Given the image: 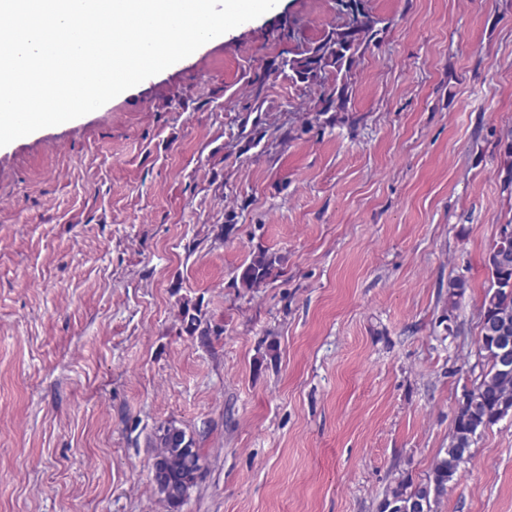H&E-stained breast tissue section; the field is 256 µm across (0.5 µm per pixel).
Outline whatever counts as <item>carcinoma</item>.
I'll return each instance as SVG.
<instances>
[{"label":"carcinoma","mask_w":512,"mask_h":512,"mask_svg":"<svg viewBox=\"0 0 512 512\" xmlns=\"http://www.w3.org/2000/svg\"><path fill=\"white\" fill-rule=\"evenodd\" d=\"M346 22L329 31L323 39L293 52L281 65L293 72L301 83L318 87V97L312 111H347L352 87L353 69L378 34L377 26L384 20L364 9L361 0H346L342 4ZM493 252H505L511 259L505 264L490 265L484 258L489 285L480 306V332L491 343L503 336L512 341V296L498 289L512 283V220L499 225ZM279 263L277 256L264 249L255 251L250 261L240 267L235 282L247 290L263 285ZM468 288L463 275L448 279V311L456 307L457 299ZM181 330L189 336L206 341L219 336L223 329L211 326L204 318L201 302L185 299L179 307ZM512 413V372L499 371L498 365L487 361L481 365L471 390L460 403L448 447L440 449L427 478L417 484L403 479L387 491L380 512H436L448 492V483L457 480L461 466L472 457L471 447L477 430L487 429ZM154 466L166 471L175 493L163 499L168 512H179L186 501L180 490L191 480L202 458L201 448L193 437L174 424L159 429Z\"/></svg>","instance_id":"cac0c4a2"}]
</instances>
